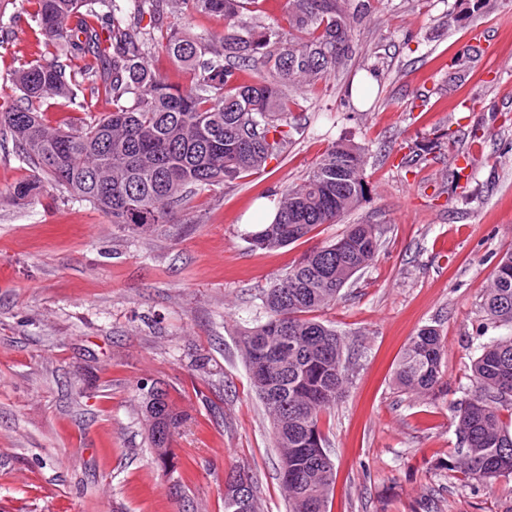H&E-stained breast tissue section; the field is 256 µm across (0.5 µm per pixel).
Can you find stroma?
<instances>
[{
    "label": "stroma",
    "instance_id": "obj_1",
    "mask_svg": "<svg viewBox=\"0 0 512 512\" xmlns=\"http://www.w3.org/2000/svg\"><path fill=\"white\" fill-rule=\"evenodd\" d=\"M27 0L0 44V91L38 59ZM351 60L307 93L301 127L263 172L200 195L170 224L130 233L54 193L0 204V512H224V476L248 468L259 512H288L279 450L237 332L292 261L351 224L380 229L375 260L320 312L347 343L351 379L325 425L332 512H512V480L483 487L439 468L457 446L451 407L473 388L490 324L482 295L512 250V0H382ZM373 92L356 103L354 79ZM451 133L424 160L409 147ZM365 154L360 206L311 238L254 249L244 218L296 184L333 142ZM425 325L447 342L446 393L399 391L393 374ZM187 417L160 466L141 384Z\"/></svg>",
    "mask_w": 512,
    "mask_h": 512
}]
</instances>
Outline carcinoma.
Segmentation results:
<instances>
[{
  "mask_svg": "<svg viewBox=\"0 0 512 512\" xmlns=\"http://www.w3.org/2000/svg\"><path fill=\"white\" fill-rule=\"evenodd\" d=\"M30 28L39 59L18 70L0 96V141L30 168L0 198L16 206L51 187L87 202L130 232L169 224L193 199L243 179L281 158L298 130L296 95L336 72L352 55V33L374 0H286L289 29L251 16L256 0H33ZM217 16L224 31L202 36L171 21ZM163 49L193 74L186 89L147 63ZM64 98L81 112L104 98L112 110L78 124L51 126L41 107ZM362 148L329 147L308 175L275 199V220L247 233L273 251L335 224L366 198ZM373 224H351L337 240L302 254L263 296L265 320L239 330L237 343L253 389L280 448L288 512H331L336 485L325 449L323 417L348 380L342 334L317 313L376 256ZM494 324L512 327V252L499 260L483 295ZM445 336L426 325L406 343L394 372L398 388L441 394ZM474 391L456 407L460 440L442 468L482 485L512 478V429L500 410L512 404V334L482 347L473 361ZM141 411L157 461L170 453L154 436L179 430L185 416L166 389L151 386ZM248 483L256 512L257 482L245 471L224 478V512H241L236 489Z\"/></svg>",
  "mask_w": 512,
  "mask_h": 512,
  "instance_id": "obj_1",
  "label": "carcinoma"
}]
</instances>
